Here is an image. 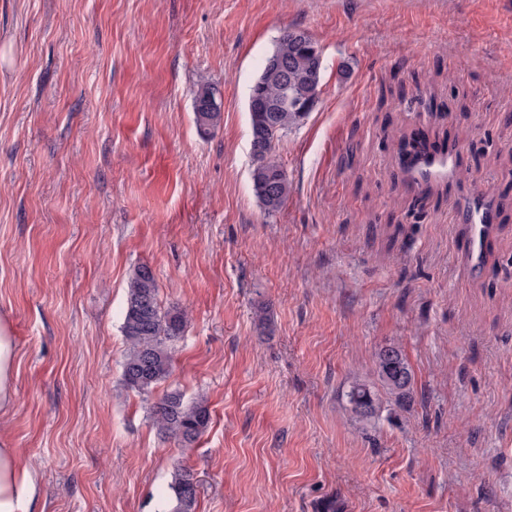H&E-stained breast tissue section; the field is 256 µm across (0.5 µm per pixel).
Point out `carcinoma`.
<instances>
[{
  "label": "carcinoma",
  "mask_w": 512,
  "mask_h": 512,
  "mask_svg": "<svg viewBox=\"0 0 512 512\" xmlns=\"http://www.w3.org/2000/svg\"><path fill=\"white\" fill-rule=\"evenodd\" d=\"M295 28L280 30L270 56H279L288 64V82H283L263 64L253 86L265 90L268 97L288 104L277 112H252L251 153L254 167L251 178L264 209L278 211L288 199L290 183L280 164L273 158L277 142L309 116L298 107L316 103L321 89L323 68L317 67L313 54L294 39ZM198 129L208 134L220 127L221 109L201 108L195 112ZM185 310L162 307L159 288L152 270L136 267L128 282L126 306L121 325L127 349L122 362V377L127 388L144 396L166 381L173 369L176 343L187 329ZM377 376L381 388L393 401L405 405L412 394V374L399 348L386 347L378 354ZM353 412L363 418L376 411L377 394L357 383L348 392ZM148 414L153 428L164 439H172L183 448L193 447L210 423V411L203 396L193 401L183 392L172 389L150 403ZM198 481L194 472L175 465L169 484V497L160 512H196Z\"/></svg>",
  "instance_id": "carcinoma-1"
}]
</instances>
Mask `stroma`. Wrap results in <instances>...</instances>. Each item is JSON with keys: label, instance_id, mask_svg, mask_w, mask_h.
Masks as SVG:
<instances>
[{"label": "stroma", "instance_id": "1", "mask_svg": "<svg viewBox=\"0 0 512 512\" xmlns=\"http://www.w3.org/2000/svg\"><path fill=\"white\" fill-rule=\"evenodd\" d=\"M289 25L322 87L270 213L248 92ZM416 137L456 148L457 180L411 185ZM474 184L478 271L452 208ZM140 265L189 314L166 385L211 422L186 450L122 379ZM0 318V445L39 512H159L178 462L197 512H512V0H0ZM388 346L412 400L359 418L346 394ZM454 212L460 224L468 225L465 259L470 268L474 269L482 262L483 245L493 227V205L480 188L465 186L461 197L454 204ZM16 345L9 324L0 319V412L13 402V377Z\"/></svg>", "mask_w": 512, "mask_h": 512}]
</instances>
